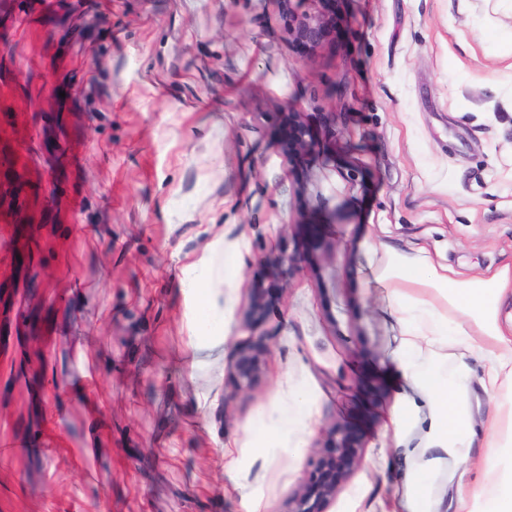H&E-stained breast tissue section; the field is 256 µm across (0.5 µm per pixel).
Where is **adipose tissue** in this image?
Instances as JSON below:
<instances>
[{
  "instance_id": "ef3b65f1",
  "label": "adipose tissue",
  "mask_w": 512,
  "mask_h": 512,
  "mask_svg": "<svg viewBox=\"0 0 512 512\" xmlns=\"http://www.w3.org/2000/svg\"><path fill=\"white\" fill-rule=\"evenodd\" d=\"M223 237H215L201 254L187 262L180 279L186 304L187 330L191 347L200 351L211 344L205 329L216 330L224 324V277L211 273V259L223 251ZM376 279L399 306L424 305L428 329L447 335L455 332L464 338L480 337L496 349V367L491 383L512 386V332L504 330L499 320V296L512 282V269L502 268L491 278L475 277L464 281L450 278L424 258L412 259L394 250H384ZM470 379L469 369H461L451 382L431 381L430 427L428 446L431 457L421 464L430 471L445 456L460 464L472 461L470 426L463 414L450 403L448 389ZM483 500V512H512V479L478 489H459L457 512H471L470 504Z\"/></svg>"
}]
</instances>
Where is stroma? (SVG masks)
Here are the masks:
<instances>
[{"label": "stroma", "instance_id": "35a3bbf8", "mask_svg": "<svg viewBox=\"0 0 512 512\" xmlns=\"http://www.w3.org/2000/svg\"><path fill=\"white\" fill-rule=\"evenodd\" d=\"M511 48L512 0H0V512H291L339 428L362 465L325 512H413L425 381L462 363L475 464L445 458L432 506L511 475L488 350L428 338L407 377L375 279L387 248L512 263ZM219 232L238 273L192 369L179 280ZM288 22L291 23H288V32L296 41L310 48L315 47L325 38L326 23L320 17L305 15L300 19L298 17L292 19V16L288 15ZM262 351L249 349L242 352L234 368L240 386L249 385L260 369ZM507 438V443L503 438ZM510 443L512 447V410L507 420H501L498 416L494 417L492 431L487 435L484 447L487 450V457L494 456L497 448H506L504 444Z\"/></svg>", "mask_w": 512, "mask_h": 512}]
</instances>
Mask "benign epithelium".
Instances as JSON below:
<instances>
[{
	"instance_id": "1",
	"label": "benign epithelium",
	"mask_w": 512,
	"mask_h": 512,
	"mask_svg": "<svg viewBox=\"0 0 512 512\" xmlns=\"http://www.w3.org/2000/svg\"><path fill=\"white\" fill-rule=\"evenodd\" d=\"M288 32L294 39L310 48L318 45L327 32L325 21L317 16L288 19ZM262 351L249 349L242 352L234 368L239 385H248L260 369ZM335 446L321 457L296 500L293 512H319V506L336 496L342 481L361 460L354 451L355 443L350 433L339 430Z\"/></svg>"
}]
</instances>
